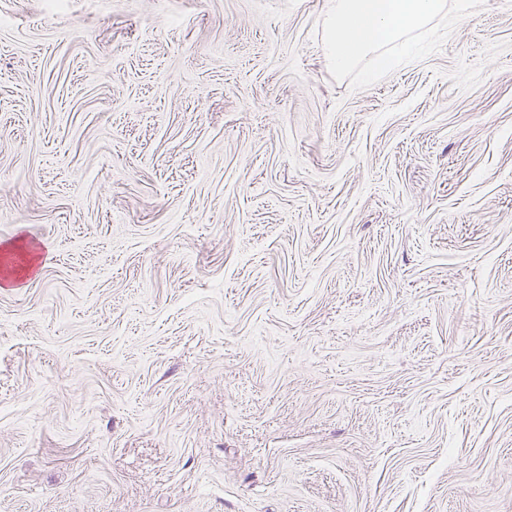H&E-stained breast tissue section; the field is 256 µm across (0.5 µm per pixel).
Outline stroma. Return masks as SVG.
<instances>
[{
    "instance_id": "obj_1",
    "label": "stroma",
    "mask_w": 512,
    "mask_h": 512,
    "mask_svg": "<svg viewBox=\"0 0 512 512\" xmlns=\"http://www.w3.org/2000/svg\"><path fill=\"white\" fill-rule=\"evenodd\" d=\"M343 73L323 0H0V512H512V0Z\"/></svg>"
}]
</instances>
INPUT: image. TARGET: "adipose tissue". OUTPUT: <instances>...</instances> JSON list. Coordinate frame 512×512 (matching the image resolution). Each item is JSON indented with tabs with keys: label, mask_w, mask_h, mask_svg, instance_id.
<instances>
[{
	"label": "adipose tissue",
	"mask_w": 512,
	"mask_h": 512,
	"mask_svg": "<svg viewBox=\"0 0 512 512\" xmlns=\"http://www.w3.org/2000/svg\"><path fill=\"white\" fill-rule=\"evenodd\" d=\"M442 6L443 0H325L327 58L336 70H346L379 42L424 27Z\"/></svg>",
	"instance_id": "obj_1"
}]
</instances>
